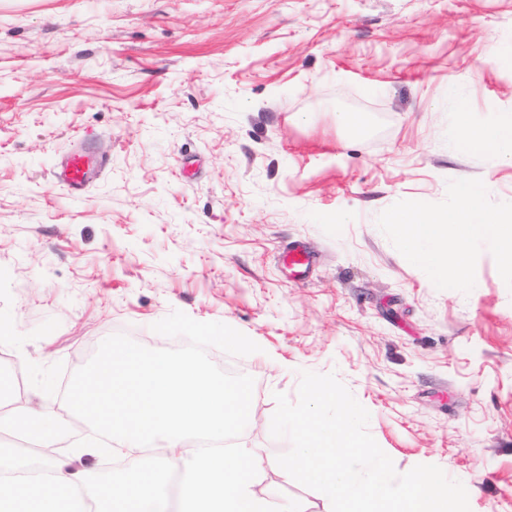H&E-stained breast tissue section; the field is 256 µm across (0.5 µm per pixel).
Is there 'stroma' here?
<instances>
[{
	"mask_svg": "<svg viewBox=\"0 0 512 512\" xmlns=\"http://www.w3.org/2000/svg\"><path fill=\"white\" fill-rule=\"evenodd\" d=\"M461 107L512 121V0H0V365L24 405L62 404L112 334L183 346L151 329L177 309L261 347L207 350L255 380L256 492L332 512L267 425L275 393L332 372L398 473L439 466L471 512H512V271L475 239L448 281L390 222L470 181L512 207V166L458 151ZM80 149L106 165L75 196L54 166Z\"/></svg>",
	"mask_w": 512,
	"mask_h": 512,
	"instance_id": "1",
	"label": "stroma"
}]
</instances>
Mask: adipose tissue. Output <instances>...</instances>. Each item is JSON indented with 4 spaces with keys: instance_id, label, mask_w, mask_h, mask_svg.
Returning a JSON list of instances; mask_svg holds the SVG:
<instances>
[{
    "instance_id": "adipose-tissue-1",
    "label": "adipose tissue",
    "mask_w": 512,
    "mask_h": 512,
    "mask_svg": "<svg viewBox=\"0 0 512 512\" xmlns=\"http://www.w3.org/2000/svg\"><path fill=\"white\" fill-rule=\"evenodd\" d=\"M460 137L457 147L469 152L495 148L500 163L512 165V123L494 127L471 121L468 112L456 115ZM486 192L482 183L464 185L457 205L448 211L433 213L425 208L394 213L390 219L401 239L407 258L416 265L446 273L449 279H466L471 256L469 240L476 237L500 242L497 260L512 269V209L507 214L485 211L481 199Z\"/></svg>"
}]
</instances>
